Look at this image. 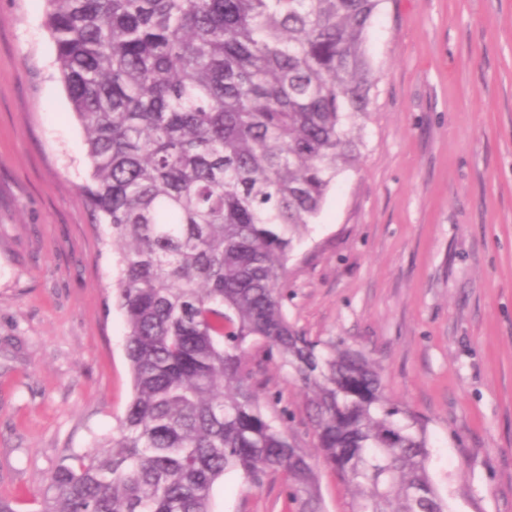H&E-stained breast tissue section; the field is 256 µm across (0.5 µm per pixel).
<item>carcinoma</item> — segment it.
<instances>
[{
    "instance_id": "cac0c4a2",
    "label": "carcinoma",
    "mask_w": 512,
    "mask_h": 512,
    "mask_svg": "<svg viewBox=\"0 0 512 512\" xmlns=\"http://www.w3.org/2000/svg\"><path fill=\"white\" fill-rule=\"evenodd\" d=\"M380 0H45L109 226L132 400L112 437L47 479L38 512H214L236 474L322 512L316 465L262 403L261 343L311 394L319 457L351 512H450L426 423L363 351L296 332L288 259L340 170L375 77Z\"/></svg>"
}]
</instances>
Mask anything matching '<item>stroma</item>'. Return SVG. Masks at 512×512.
Instances as JSON below:
<instances>
[{
	"label": "stroma",
	"mask_w": 512,
	"mask_h": 512,
	"mask_svg": "<svg viewBox=\"0 0 512 512\" xmlns=\"http://www.w3.org/2000/svg\"><path fill=\"white\" fill-rule=\"evenodd\" d=\"M44 0H0V496L110 435L132 397L118 255L82 200L83 131ZM375 84L342 172L288 260L305 336L363 350L427 423L451 512H512V0H381ZM260 392L315 454L308 397L251 345ZM216 512H296L281 474L214 487Z\"/></svg>",
	"instance_id": "35a3bbf8"
}]
</instances>
